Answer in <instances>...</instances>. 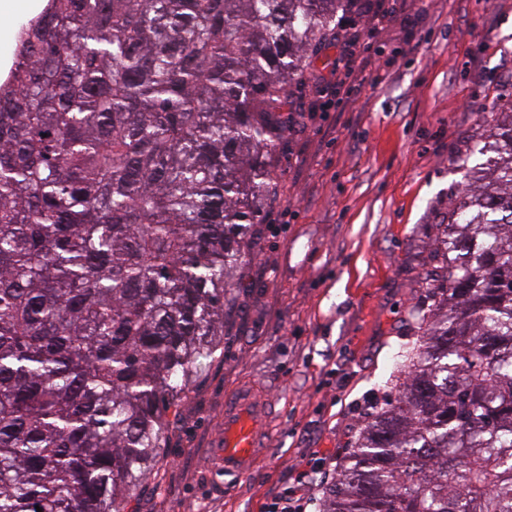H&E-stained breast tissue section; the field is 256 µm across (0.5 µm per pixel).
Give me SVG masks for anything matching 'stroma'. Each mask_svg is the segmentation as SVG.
Here are the masks:
<instances>
[{
    "mask_svg": "<svg viewBox=\"0 0 512 512\" xmlns=\"http://www.w3.org/2000/svg\"><path fill=\"white\" fill-rule=\"evenodd\" d=\"M381 0L293 84L295 120L270 149L276 193L253 226L224 309V350L190 389L148 480L125 512H263L301 472L312 512L371 410L394 398V355L423 302L438 227L459 196L474 137L512 108V0H404L380 31ZM371 44L358 95L336 104L346 37ZM382 65V79L373 68ZM275 401L262 464L223 491L208 454L224 397Z\"/></svg>",
    "mask_w": 512,
    "mask_h": 512,
    "instance_id": "obj_1",
    "label": "stroma"
}]
</instances>
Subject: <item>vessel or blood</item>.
<instances>
[{
  "instance_id": "1",
  "label": "vessel or blood",
  "mask_w": 512,
  "mask_h": 512,
  "mask_svg": "<svg viewBox=\"0 0 512 512\" xmlns=\"http://www.w3.org/2000/svg\"><path fill=\"white\" fill-rule=\"evenodd\" d=\"M271 413L269 401L242 389L224 403V432L212 448L210 464L225 483L251 475L259 466V430Z\"/></svg>"
}]
</instances>
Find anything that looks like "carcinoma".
I'll return each mask as SVG.
<instances>
[{
	"label": "carcinoma",
	"mask_w": 512,
	"mask_h": 512,
	"mask_svg": "<svg viewBox=\"0 0 512 512\" xmlns=\"http://www.w3.org/2000/svg\"><path fill=\"white\" fill-rule=\"evenodd\" d=\"M350 0H47L0 80V512H124L224 340L288 88ZM322 512H512V113Z\"/></svg>",
	"instance_id": "obj_1"
}]
</instances>
